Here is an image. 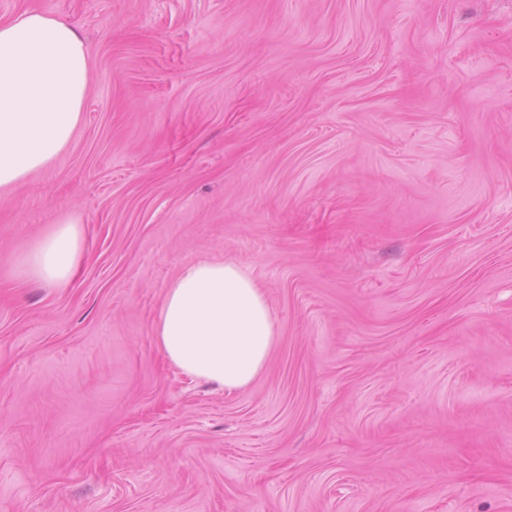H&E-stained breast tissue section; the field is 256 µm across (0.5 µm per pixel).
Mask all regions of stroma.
Returning <instances> with one entry per match:
<instances>
[{
    "instance_id": "stroma-1",
    "label": "stroma",
    "mask_w": 512,
    "mask_h": 512,
    "mask_svg": "<svg viewBox=\"0 0 512 512\" xmlns=\"http://www.w3.org/2000/svg\"><path fill=\"white\" fill-rule=\"evenodd\" d=\"M83 36L69 148L0 190V512H512V0H0ZM76 219L72 283L22 277ZM279 329L227 395L165 292ZM276 335L261 288L224 261L189 264L167 288L156 326L160 349L174 367L229 394L262 373Z\"/></svg>"
}]
</instances>
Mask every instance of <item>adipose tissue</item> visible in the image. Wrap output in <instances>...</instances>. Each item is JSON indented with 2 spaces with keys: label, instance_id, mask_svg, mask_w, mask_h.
I'll return each mask as SVG.
<instances>
[{
  "label": "adipose tissue",
  "instance_id": "obj_1",
  "mask_svg": "<svg viewBox=\"0 0 512 512\" xmlns=\"http://www.w3.org/2000/svg\"><path fill=\"white\" fill-rule=\"evenodd\" d=\"M88 82L86 49L75 27L30 10L0 22V188L21 185L67 149ZM84 251L82 225L60 221L27 252L21 272L64 288ZM276 335L261 288L224 261L189 264L168 287L156 326L174 367L230 394L262 373Z\"/></svg>",
  "mask_w": 512,
  "mask_h": 512
}]
</instances>
